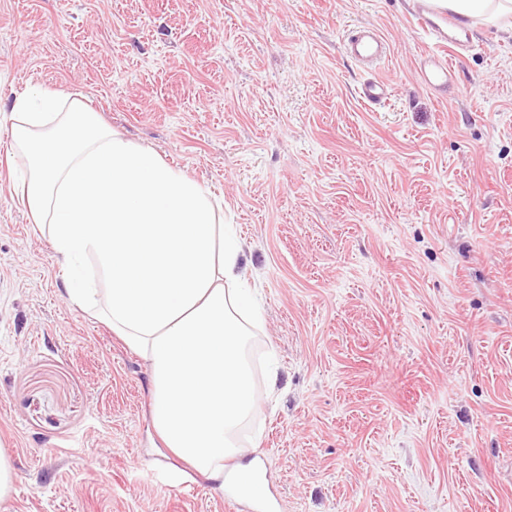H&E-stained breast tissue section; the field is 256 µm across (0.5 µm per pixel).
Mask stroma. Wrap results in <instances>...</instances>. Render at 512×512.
<instances>
[{"instance_id": "stroma-1", "label": "stroma", "mask_w": 512, "mask_h": 512, "mask_svg": "<svg viewBox=\"0 0 512 512\" xmlns=\"http://www.w3.org/2000/svg\"><path fill=\"white\" fill-rule=\"evenodd\" d=\"M410 2L0 0V512H229L211 474L156 483L149 365L67 300L16 196L10 108L39 88L223 204L264 315L237 461L265 456L282 512H512V30L469 22L443 98ZM356 26L380 67L345 56ZM344 51L358 64H379L387 57L389 44L377 27H357L348 34Z\"/></svg>"}]
</instances>
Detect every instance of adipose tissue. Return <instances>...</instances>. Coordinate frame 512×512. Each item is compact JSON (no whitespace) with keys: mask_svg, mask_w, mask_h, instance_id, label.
Masks as SVG:
<instances>
[{"mask_svg":"<svg viewBox=\"0 0 512 512\" xmlns=\"http://www.w3.org/2000/svg\"><path fill=\"white\" fill-rule=\"evenodd\" d=\"M21 199L66 270L69 302H93L87 260L108 284L99 315L150 365L151 417L167 448L221 477L256 405L246 351L261 319L241 246L209 192L60 91L16 98Z\"/></svg>","mask_w":512,"mask_h":512,"instance_id":"1","label":"adipose tissue"}]
</instances>
